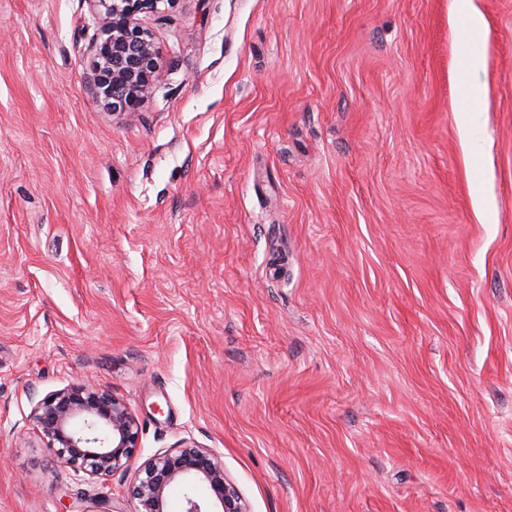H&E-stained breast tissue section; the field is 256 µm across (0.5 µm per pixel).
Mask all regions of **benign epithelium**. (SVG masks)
<instances>
[{
    "label": "benign epithelium",
    "mask_w": 512,
    "mask_h": 512,
    "mask_svg": "<svg viewBox=\"0 0 512 512\" xmlns=\"http://www.w3.org/2000/svg\"><path fill=\"white\" fill-rule=\"evenodd\" d=\"M104 7L99 33L89 44L91 90L113 112L142 111L158 76L160 51L137 22V14L159 0H96ZM39 434L58 459L93 475L110 476L130 466L138 443V422L112 394L92 385H72L40 399L32 411ZM132 493L138 512H166L169 487L187 485L184 512H247L224 465L206 448H181L156 457L140 471Z\"/></svg>",
    "instance_id": "obj_1"
}]
</instances>
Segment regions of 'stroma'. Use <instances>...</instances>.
Returning <instances> with one entry per match:
<instances>
[{"instance_id": "35a3bbf8", "label": "stroma", "mask_w": 512, "mask_h": 512, "mask_svg": "<svg viewBox=\"0 0 512 512\" xmlns=\"http://www.w3.org/2000/svg\"><path fill=\"white\" fill-rule=\"evenodd\" d=\"M476 3L459 47L450 0H159L128 115L88 0H0V512H136L30 418L87 383L248 512H512V0ZM449 24L454 40L465 44L482 37L485 22L474 0H453L449 11ZM483 96V90L466 84L461 87L460 94L452 101V110L456 112L463 131H470L479 123Z\"/></svg>"}]
</instances>
